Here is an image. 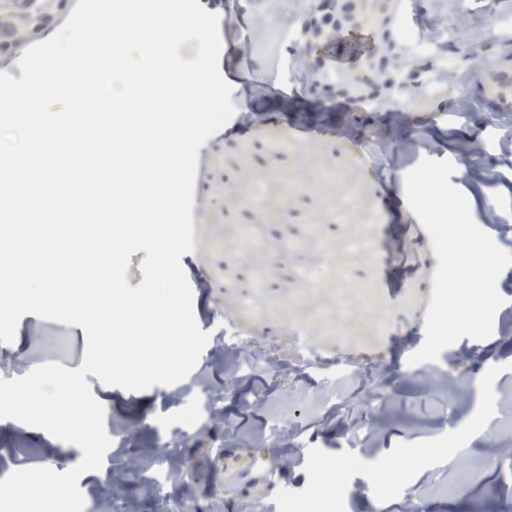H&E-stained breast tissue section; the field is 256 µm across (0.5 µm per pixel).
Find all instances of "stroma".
Instances as JSON below:
<instances>
[{
	"mask_svg": "<svg viewBox=\"0 0 512 512\" xmlns=\"http://www.w3.org/2000/svg\"><path fill=\"white\" fill-rule=\"evenodd\" d=\"M217 13L231 101L257 119L198 150L194 250L181 264L210 340L178 383L113 388L105 416L112 445L99 481L82 471L54 414L33 421L0 408V512H12L18 478L49 465L80 512H98L104 481L127 512H166L174 498L201 512H224L228 500L245 512H285L288 500L329 512L323 496L335 487L342 512H512V473L490 466L459 435L473 416L482 435L512 433V266L498 281L505 303L489 338L465 337L437 361L409 364L425 338L438 260L404 191L405 174L425 157L491 169L490 180L456 173L449 181L496 214L487 232L512 252V151L489 126L494 112L472 66L477 55L490 67L512 60V38L494 36L491 26L497 16L512 20V0L492 15L462 12L458 0H413L420 21L437 17L459 32V62L426 67L419 39L407 38L379 54L371 83L347 93L335 78L305 84L295 73L298 54L324 47L307 41L308 27L325 16L316 0H223ZM298 124L329 133L296 142ZM396 125L411 148L385 172L368 148L390 144ZM459 140L471 143L469 157L457 156ZM341 208L347 220L338 219ZM245 225L261 250L242 244ZM355 237L382 243L391 287L373 286L370 258L349 245ZM287 241L295 244L288 252ZM303 269L343 280L326 285L300 277ZM259 273L266 284L256 288ZM228 327L274 348L277 369L246 365L225 386L219 360L231 353ZM85 350L81 326L27 314L14 343L0 344V378L50 362L75 370ZM348 354L370 359L373 371L344 374L338 359ZM219 413L238 431L225 432ZM162 440L172 441L189 476L158 496L124 462ZM229 453L263 458L266 474L246 462L225 468ZM349 459L357 467L337 471Z\"/></svg>",
	"mask_w": 512,
	"mask_h": 512,
	"instance_id": "1",
	"label": "stroma"
}]
</instances>
